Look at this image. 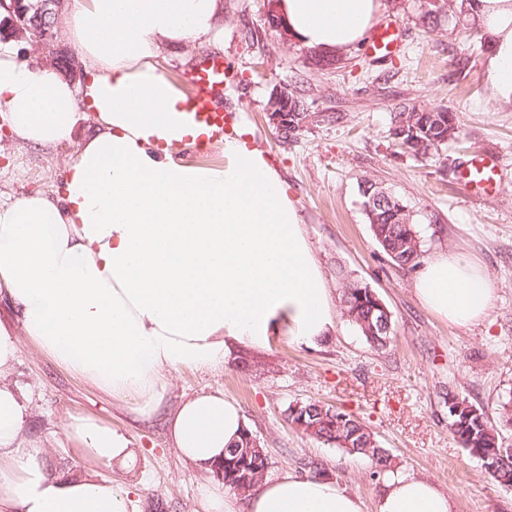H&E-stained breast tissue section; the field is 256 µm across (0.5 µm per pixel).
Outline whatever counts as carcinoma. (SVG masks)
Returning a JSON list of instances; mask_svg holds the SVG:
<instances>
[{"instance_id":"1","label":"carcinoma","mask_w":512,"mask_h":512,"mask_svg":"<svg viewBox=\"0 0 512 512\" xmlns=\"http://www.w3.org/2000/svg\"><path fill=\"white\" fill-rule=\"evenodd\" d=\"M456 5L447 0H425L423 21L427 25L438 21L448 8L455 9L457 22L469 27V37L478 36L476 27L468 26L476 0H455ZM395 129L405 130V136L397 144L415 157H426L439 151L460 133L457 116L442 108L422 106L403 107L392 122ZM374 214L370 228L375 240L387 257L402 269L415 268L423 254V244L412 215L402 201L372 205ZM340 285V304L343 315L356 326L361 336L373 348L387 346L392 327V318L383 315L377 302L369 295L368 286L354 279L344 269L336 271ZM449 428L463 448L471 455L497 449L490 460L484 461L486 471L505 490H512V448L502 446L497 426L480 407L465 397L448 395ZM288 420L299 424L301 430L326 443L343 449L350 455L369 460L373 474L382 476L392 471L389 452L380 447L374 434L354 414L319 402L300 405L299 412L288 408ZM244 430L234 447L225 450V470L233 472L230 483L247 479L255 487L262 482L270 466L269 457L256 452L245 456L248 435Z\"/></svg>"}]
</instances>
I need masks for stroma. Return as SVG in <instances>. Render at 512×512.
Here are the masks:
<instances>
[{"instance_id": "1", "label": "stroma", "mask_w": 512, "mask_h": 512, "mask_svg": "<svg viewBox=\"0 0 512 512\" xmlns=\"http://www.w3.org/2000/svg\"><path fill=\"white\" fill-rule=\"evenodd\" d=\"M223 2L217 43L164 51L160 65L187 91L188 75L204 55L223 57L224 110L287 185L330 288L336 327L314 346L280 328L247 369L231 363L212 371L170 372L166 409L192 394L222 390L266 448L269 477L286 470L303 474L315 462L327 479L360 498L364 512H378L383 480L373 476L370 462L304 434L288 420L289 407L302 402L338 407L365 422L400 471L448 491L453 512H512V491L500 488L453 437L446 404L455 393L483 408L503 444L512 447V423L501 415V403L512 392V104L491 100L485 51L454 18L441 17L435 30L425 31L424 0H387L382 18L401 22L404 54L374 59L361 46L320 70L309 64L306 48L269 30V0ZM288 85L303 89L313 118L285 140L266 108L272 91ZM411 104L455 112L459 139L424 159L406 152L390 127L396 112ZM90 126V119H81L71 140L42 150L11 139L0 118V201L51 192ZM482 148L496 153L502 169L487 201L473 197L457 177L460 164ZM366 179L407 204L424 241V259L461 252L487 271L493 293L486 319L452 325L421 304L414 272L394 265L372 234L360 191ZM340 267L374 289L389 309L386 349L371 348L341 316ZM12 379L31 398L26 434L47 448L51 471L92 473L134 486L137 512H152L158 503L172 512H203L199 487L214 477L178 456L162 416L133 419L128 404L72 374L26 337ZM72 414L123 430L132 459L97 464L67 437L64 424Z\"/></svg>"}]
</instances>
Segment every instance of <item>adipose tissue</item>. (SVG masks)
Returning <instances> with one entry per match:
<instances>
[{
  "label": "adipose tissue",
  "instance_id": "obj_1",
  "mask_svg": "<svg viewBox=\"0 0 512 512\" xmlns=\"http://www.w3.org/2000/svg\"><path fill=\"white\" fill-rule=\"evenodd\" d=\"M291 39L348 53L378 22L385 0H275ZM223 0H71L66 30L81 84L22 59L0 42V116L32 148L70 139L80 115L94 131L57 188L0 202V298L20 308L22 333L0 326V512H134L131 492L83 473L52 474L27 438L28 405L9 385L28 336L70 372L139 418L158 414L170 371L224 367L267 350L287 325L303 344L328 336L327 281L276 169L245 142L224 143L222 167L178 163L199 128L181 119L184 95L163 73L164 49L210 41ZM494 101L512 104V0H478ZM420 302L455 325L484 320L488 274L446 252L414 281ZM173 448L211 468L241 437L238 404L222 391L187 397L165 419ZM65 429L109 467L131 459L125 432L95 417ZM244 512H364L338 483L286 471L243 498ZM378 512H452L430 479L391 474Z\"/></svg>",
  "mask_w": 512,
  "mask_h": 512
}]
</instances>
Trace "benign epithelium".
<instances>
[{
  "instance_id": "obj_1",
  "label": "benign epithelium",
  "mask_w": 512,
  "mask_h": 512,
  "mask_svg": "<svg viewBox=\"0 0 512 512\" xmlns=\"http://www.w3.org/2000/svg\"><path fill=\"white\" fill-rule=\"evenodd\" d=\"M67 0H0V31L9 40L22 42L34 40L45 50L46 65L75 80L81 69L74 56H69L67 66L59 63L58 52L62 46L57 41V24L47 25L43 19L51 15L61 17ZM295 106L288 88L281 87L272 92L266 113L270 124L283 133L290 126Z\"/></svg>"
}]
</instances>
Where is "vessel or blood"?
I'll list each match as a JSON object with an SVG mask.
<instances>
[{
    "label": "vessel or blood",
    "instance_id": "b4317fda",
    "mask_svg": "<svg viewBox=\"0 0 512 512\" xmlns=\"http://www.w3.org/2000/svg\"><path fill=\"white\" fill-rule=\"evenodd\" d=\"M401 48L400 26L390 22L373 31L368 43L371 57L380 59L399 52ZM224 60L217 55H205L195 66L192 76L193 91L182 104L187 120L205 131L206 144L223 143L231 136V127L224 115ZM500 170L498 156L489 150L473 152L458 170L477 198H491L497 186Z\"/></svg>",
    "mask_w": 512,
    "mask_h": 512
}]
</instances>
